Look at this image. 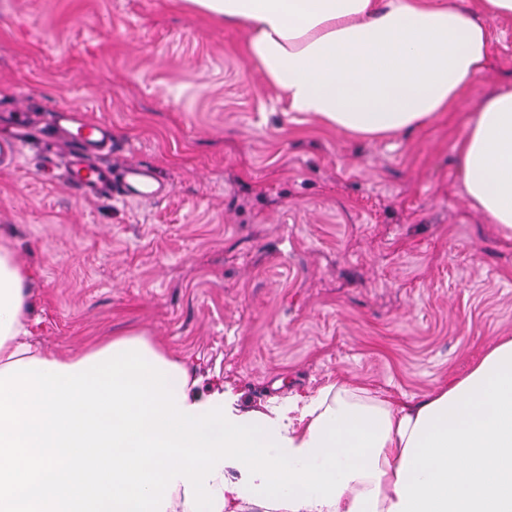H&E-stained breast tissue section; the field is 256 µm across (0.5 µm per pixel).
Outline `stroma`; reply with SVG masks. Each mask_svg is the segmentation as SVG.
<instances>
[{"instance_id": "stroma-1", "label": "stroma", "mask_w": 512, "mask_h": 512, "mask_svg": "<svg viewBox=\"0 0 512 512\" xmlns=\"http://www.w3.org/2000/svg\"><path fill=\"white\" fill-rule=\"evenodd\" d=\"M248 38L182 0H0V122L74 107L171 186L86 199L40 142L0 170L31 342L143 330L248 407L341 381L406 401L466 374L512 336V238L456 164L477 102L512 86V19L461 105L384 139L286 111Z\"/></svg>"}]
</instances>
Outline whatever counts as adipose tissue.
I'll list each match as a JSON object with an SVG mask.
<instances>
[{
    "label": "adipose tissue",
    "instance_id": "1",
    "mask_svg": "<svg viewBox=\"0 0 512 512\" xmlns=\"http://www.w3.org/2000/svg\"><path fill=\"white\" fill-rule=\"evenodd\" d=\"M248 30L247 53L288 111L360 138L423 126L452 110L483 72L493 23L512 18V0H479V13L450 0H187ZM465 194L488 223L512 234V89L482 98L458 145ZM32 270L0 244V371L38 360L74 366L108 346L142 343L167 365L185 405L226 401L233 415L275 421L293 450L321 429L324 412L357 405L384 413L389 430L377 474L349 480L334 505L294 512H512V337L489 347L461 377L399 401L364 386L333 383L308 394L244 407L231 388L201 389L186 362L152 336L126 331L79 354L27 343ZM237 467L209 484L218 512H278L239 493Z\"/></svg>",
    "mask_w": 512,
    "mask_h": 512
}]
</instances>
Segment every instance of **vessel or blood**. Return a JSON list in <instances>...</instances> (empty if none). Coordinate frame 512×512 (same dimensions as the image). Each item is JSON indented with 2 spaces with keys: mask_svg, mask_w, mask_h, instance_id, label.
Instances as JSON below:
<instances>
[{
  "mask_svg": "<svg viewBox=\"0 0 512 512\" xmlns=\"http://www.w3.org/2000/svg\"><path fill=\"white\" fill-rule=\"evenodd\" d=\"M43 134L53 141L55 167L61 178L85 198L151 202L170 193L146 164L112 168L108 159L119 154L120 143L113 138L110 125L88 119L68 106L55 108L42 121L24 112L15 113L8 131L0 134V168L15 166L28 143Z\"/></svg>",
  "mask_w": 512,
  "mask_h": 512,
  "instance_id": "1",
  "label": "vessel or blood"
}]
</instances>
